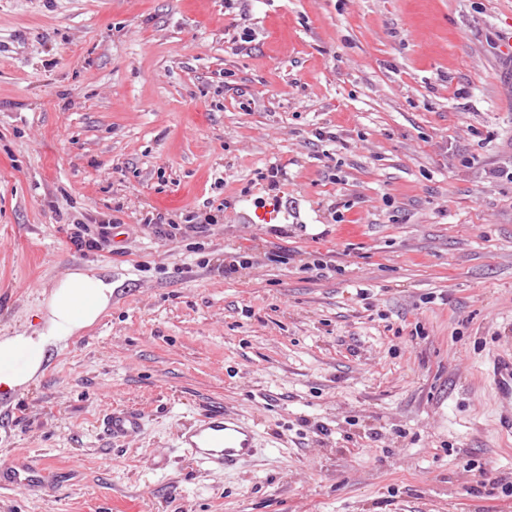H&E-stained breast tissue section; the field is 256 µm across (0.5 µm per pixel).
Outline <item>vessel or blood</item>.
Returning a JSON list of instances; mask_svg holds the SVG:
<instances>
[{
  "mask_svg": "<svg viewBox=\"0 0 512 512\" xmlns=\"http://www.w3.org/2000/svg\"><path fill=\"white\" fill-rule=\"evenodd\" d=\"M493 376L499 397L512 401V356H495ZM105 433L114 439L129 437L143 427V418L136 410L111 411L104 420ZM181 447L190 449L199 463L210 470H223L252 456L257 448L253 425L221 409L206 411L181 436ZM47 469L34 465L21 466L12 482L20 489H33L45 484Z\"/></svg>",
  "mask_w": 512,
  "mask_h": 512,
  "instance_id": "obj_1",
  "label": "vessel or blood"
}]
</instances>
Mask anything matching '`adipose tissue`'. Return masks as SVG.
<instances>
[{
    "label": "adipose tissue",
    "mask_w": 512,
    "mask_h": 512,
    "mask_svg": "<svg viewBox=\"0 0 512 512\" xmlns=\"http://www.w3.org/2000/svg\"><path fill=\"white\" fill-rule=\"evenodd\" d=\"M113 292L111 279L91 271H71L55 282L45 295L42 327L0 338V390L25 392L49 349L93 325Z\"/></svg>",
    "instance_id": "ef3b65f1"
}]
</instances>
